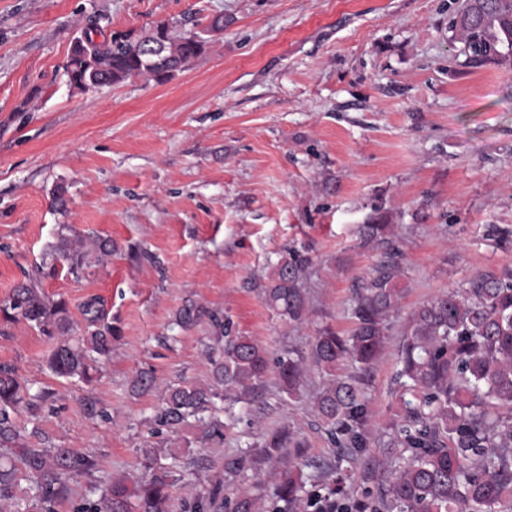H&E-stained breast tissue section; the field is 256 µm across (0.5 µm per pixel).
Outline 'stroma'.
Listing matches in <instances>:
<instances>
[{"mask_svg":"<svg viewBox=\"0 0 512 512\" xmlns=\"http://www.w3.org/2000/svg\"><path fill=\"white\" fill-rule=\"evenodd\" d=\"M461 2L0 0V299L36 273L60 226L112 241L86 271L62 265L43 281L74 310L101 298L120 331L93 386L49 372L53 339L0 323V364L51 393L38 414L15 417L29 447L94 462L67 479L53 512L99 505L113 480L144 475V449L164 440L152 422L163 391L207 382L211 327L180 329L185 301L222 311L274 356L307 350L323 326L349 332L351 300L380 258L357 236L373 217L392 225L406 276L365 377L368 448L335 447L318 423V370L294 397L271 377L222 437L178 432L172 512L251 486L271 497L291 468L341 472V498L354 504L403 465L391 440L409 314L476 274L512 268V62L466 64L449 29ZM219 13L223 33L165 82L88 92L67 82L63 66L89 26L106 36L162 22L198 31ZM302 246L308 314L292 322L258 286L285 249ZM142 368L157 378L144 394L131 387ZM88 395L105 416L86 412ZM282 427L299 447L267 456V435Z\"/></svg>","mask_w":512,"mask_h":512,"instance_id":"35a3bbf8","label":"stroma"}]
</instances>
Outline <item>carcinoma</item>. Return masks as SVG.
Segmentation results:
<instances>
[{
	"label": "carcinoma",
	"instance_id": "obj_1",
	"mask_svg": "<svg viewBox=\"0 0 512 512\" xmlns=\"http://www.w3.org/2000/svg\"><path fill=\"white\" fill-rule=\"evenodd\" d=\"M450 29L462 44L465 62L512 61V0H465ZM213 25L198 32H176L167 24L141 35L117 33L98 41L97 30L87 29L73 46L65 66L71 87L86 92L143 77L164 81L175 67L187 68L201 57ZM160 41L163 55L150 60L145 50ZM360 240L380 250V260L365 279L351 304L354 327L344 335L330 326L320 329L305 352L288 350L276 359L262 344L233 329L224 313L193 301L184 305L177 324L210 322L211 375L206 383L170 384L155 409V422L173 430L201 423L204 437L222 434L223 423L205 416L224 402L230 412L258 398L269 374L281 392L300 391L306 364L320 370L328 381L316 393L312 408L321 425L340 448L369 447L368 400L363 373L383 353L388 336L387 318L398 310L404 288L403 254L392 225L373 219L357 228ZM112 253V241L96 238L92 246L69 227L62 228L45 263L55 271L62 259L73 272L90 266L91 254ZM311 259L296 249L272 266L268 283L260 285L265 304L293 322L306 317L304 285ZM85 334L72 336L74 321L68 302L49 296L40 280L17 284L0 302V320L23 321L55 338L47 358L59 378L94 382L98 363L112 355L118 339L103 305L92 299L81 307ZM350 364L357 373L341 374ZM396 378L400 384L403 416L395 427L394 444L408 452L405 465L390 481L375 504H360V512H512V269L501 274H479L463 293L448 292L416 308L408 317ZM51 396L30 393L16 371L0 365V448L22 449V464L35 480L39 503H50L64 489L65 477L87 473L94 462L69 448H29L19 442L12 414L22 405L38 409ZM299 442L280 429L265 442L267 454ZM164 445L145 451L149 474L129 486L114 481L103 499L106 512H170L173 467L161 463ZM303 474L288 470L267 501L245 488L229 503L231 512H302L308 507L352 512L347 504L313 494L304 498Z\"/></svg>",
	"mask_w": 512,
	"mask_h": 512
}]
</instances>
